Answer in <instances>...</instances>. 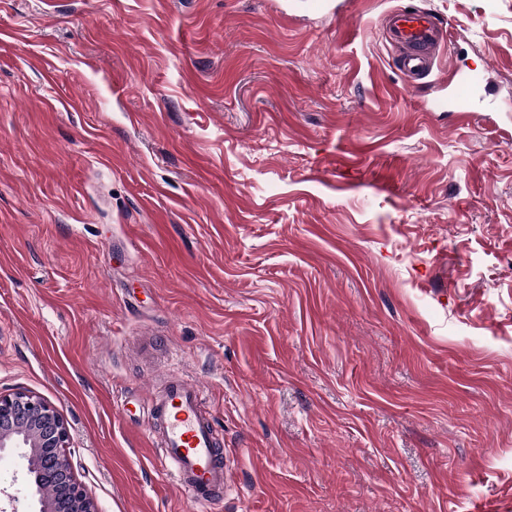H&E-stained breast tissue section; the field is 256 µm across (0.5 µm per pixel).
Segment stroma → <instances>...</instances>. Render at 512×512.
Returning <instances> with one entry per match:
<instances>
[{"instance_id":"obj_1","label":"stroma","mask_w":512,"mask_h":512,"mask_svg":"<svg viewBox=\"0 0 512 512\" xmlns=\"http://www.w3.org/2000/svg\"><path fill=\"white\" fill-rule=\"evenodd\" d=\"M336 2L0 0V391L100 512H512V0ZM405 8L486 109L427 111ZM174 366L232 460L199 510L148 425ZM443 35V23L423 10H399L388 22L390 42L401 49L396 68L409 79H423L434 74Z\"/></svg>"}]
</instances>
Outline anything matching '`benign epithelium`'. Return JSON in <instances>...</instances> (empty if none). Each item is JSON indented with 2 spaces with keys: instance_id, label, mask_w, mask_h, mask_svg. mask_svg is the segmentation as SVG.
I'll use <instances>...</instances> for the list:
<instances>
[{
  "instance_id": "obj_1",
  "label": "benign epithelium",
  "mask_w": 512,
  "mask_h": 512,
  "mask_svg": "<svg viewBox=\"0 0 512 512\" xmlns=\"http://www.w3.org/2000/svg\"><path fill=\"white\" fill-rule=\"evenodd\" d=\"M68 426L44 398L25 391L0 392V453L25 449L27 476L36 487L55 488L38 499V512H98L95 500L77 482L65 453Z\"/></svg>"
}]
</instances>
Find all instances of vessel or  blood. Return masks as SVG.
Listing matches in <instances>:
<instances>
[{
    "label": "vessel or blood",
    "mask_w": 512,
    "mask_h": 512,
    "mask_svg": "<svg viewBox=\"0 0 512 512\" xmlns=\"http://www.w3.org/2000/svg\"><path fill=\"white\" fill-rule=\"evenodd\" d=\"M443 34L442 22L423 10H400L388 22V37L398 47V71L409 79L433 75ZM484 82L483 71L471 68L454 72L446 94L432 102L467 113ZM150 429L157 436L159 454L178 488L195 504H208L229 489L228 457L217 446L204 394L194 383L171 371L160 393L148 398Z\"/></svg>",
    "instance_id": "1"
}]
</instances>
